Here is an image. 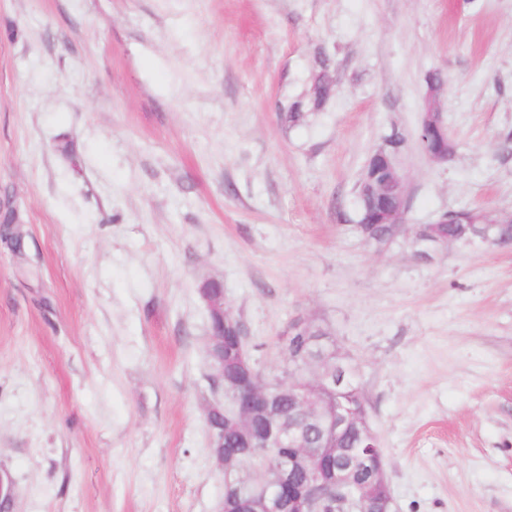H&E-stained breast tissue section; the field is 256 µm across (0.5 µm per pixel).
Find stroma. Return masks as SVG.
<instances>
[{
	"mask_svg": "<svg viewBox=\"0 0 512 512\" xmlns=\"http://www.w3.org/2000/svg\"><path fill=\"white\" fill-rule=\"evenodd\" d=\"M433 72L442 164L418 144ZM395 129L407 224L512 215V0H0L11 512H217L210 279L264 372L296 319L332 333L394 512H512V247L359 234Z\"/></svg>",
	"mask_w": 512,
	"mask_h": 512,
	"instance_id": "1",
	"label": "stroma"
}]
</instances>
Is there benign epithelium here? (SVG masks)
<instances>
[{
  "label": "benign epithelium",
  "instance_id": "benign-epithelium-1",
  "mask_svg": "<svg viewBox=\"0 0 512 512\" xmlns=\"http://www.w3.org/2000/svg\"><path fill=\"white\" fill-rule=\"evenodd\" d=\"M438 98V87L428 83L426 112L422 113L420 129L430 136L432 146L425 151L428 159L435 163H445L453 153V147L448 139V127L443 112L435 100ZM396 150L389 140L378 146L371 154L369 169L363 173L361 193L372 198H382L383 188L391 187L395 191V201H383L371 210L363 224L358 228L364 239L368 240L378 234L381 227L389 228L390 232L404 235L408 231L405 224L404 199L406 192L405 180L398 169ZM455 223L461 225L460 233L456 236H445L437 240L426 239L419 254L428 257L439 249L463 242L465 244L481 243L489 246L512 245V238H494L489 234L491 222L481 220L472 214H455ZM203 285H214L218 291L205 290L202 300L207 308L219 314L224 312L223 283L218 280H207ZM208 343L215 344L211 352V368L215 376L224 378V334L212 333ZM315 353L303 356V364L288 380H276L268 387L277 392L288 391V396L294 402L296 411L310 419H321L322 433L341 437L348 429L353 428L359 435V447L363 454L371 455L382 452L376 435L373 433L366 413L362 408L344 405L336 401L324 411H318L320 400L327 396H345L351 388L347 375L348 367L344 358L336 349V344L329 335L311 337ZM222 393L229 396L231 403L230 415L237 420H250L258 413L262 398L251 388L235 383L222 386ZM271 427L263 439V447L278 448L286 445L299 448L301 453L288 459V465L281 468L279 473L268 479L263 488H247L236 486L238 495L245 497L254 493L262 494L263 512H280V497H295L293 484L290 480L292 472L306 468L325 452L323 448L306 446L304 433L291 416H270ZM357 471L349 458L336 454V470L332 477L326 478L319 470L311 472L312 492L310 496L295 504L294 512H393L392 497L387 491L384 468L370 472L360 481H355Z\"/></svg>",
  "mask_w": 512,
  "mask_h": 512
}]
</instances>
